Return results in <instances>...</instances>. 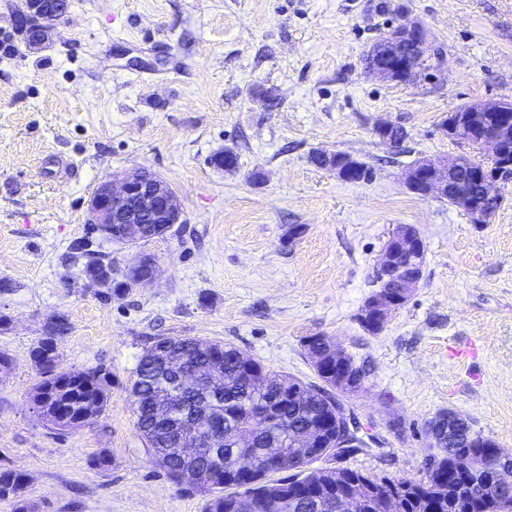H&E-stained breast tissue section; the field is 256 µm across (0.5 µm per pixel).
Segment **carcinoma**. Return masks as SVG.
<instances>
[{
	"label": "carcinoma",
	"instance_id": "obj_1",
	"mask_svg": "<svg viewBox=\"0 0 512 512\" xmlns=\"http://www.w3.org/2000/svg\"><path fill=\"white\" fill-rule=\"evenodd\" d=\"M68 331L65 320L45 330L31 351L40 380L33 397L42 417L60 428H76L100 416L107 406L109 373L102 369L76 372L60 368L58 338ZM250 368L266 372L265 384L257 389L246 373ZM199 369L215 371L210 383L194 379ZM321 384H306L294 377L266 369L242 350L224 343L198 346L192 338L166 337L154 341L140 356L134 371L132 397L136 428L152 456L175 482L209 493L205 512H335L336 496L351 495L368 500L377 487L389 482L344 467H324L299 478L274 479L279 466L260 463V468L243 477L238 469L243 455L262 458L266 449L278 446L284 458L313 463L324 457L341 458L357 452L364 441L358 427L350 426L353 445L340 448L335 428L327 425L336 411L335 393L327 390L328 380L314 366ZM211 424L201 433L196 452L187 457L176 454L178 439L189 432L191 413ZM323 426L325 435L316 448L295 444L311 427ZM251 435L248 448H238L228 434ZM496 441L464 424L440 440V459L424 469L419 479H408L402 512H512V458L504 474L511 480L509 496L495 505L469 486L473 475L460 468L466 457L492 458ZM25 483L11 470H0V500L22 505ZM427 505H422L424 496Z\"/></svg>",
	"mask_w": 512,
	"mask_h": 512
}]
</instances>
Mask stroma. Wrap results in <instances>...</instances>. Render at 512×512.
<instances>
[{
    "instance_id": "35a3bbf8",
    "label": "stroma",
    "mask_w": 512,
    "mask_h": 512,
    "mask_svg": "<svg viewBox=\"0 0 512 512\" xmlns=\"http://www.w3.org/2000/svg\"><path fill=\"white\" fill-rule=\"evenodd\" d=\"M439 53L428 77L390 83L363 54L393 20L366 0H71L51 44L12 39L18 0H0V469L25 475L29 512H204L135 426L129 390L162 337L236 346L268 369L317 377L309 336L367 372L343 399L368 449L321 464L416 479L426 424L454 410L512 449V184L485 224L409 192L406 166L461 148L442 123L472 100L512 95V0H403ZM403 126L392 149L378 122ZM234 148L227 172L209 158ZM358 158L348 182L311 163ZM144 167L175 190L183 221L133 246L103 243L113 273L139 256L154 282L104 299L70 252L87 203L112 172ZM305 231L289 239L293 225ZM419 231L420 287L377 335L358 315L394 225ZM62 318V368L111 373L105 411L59 430L35 410L30 353ZM110 463L101 467L99 456Z\"/></svg>"
}]
</instances>
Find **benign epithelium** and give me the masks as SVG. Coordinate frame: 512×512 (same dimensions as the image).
<instances>
[{
    "label": "benign epithelium",
    "mask_w": 512,
    "mask_h": 512,
    "mask_svg": "<svg viewBox=\"0 0 512 512\" xmlns=\"http://www.w3.org/2000/svg\"><path fill=\"white\" fill-rule=\"evenodd\" d=\"M70 4L54 5L45 0H23V8L13 16V35L28 49L43 47L50 38L54 26L68 16ZM397 22L389 27L378 38V55L382 61L368 68V73L386 82L396 81L390 61L403 58L405 49L420 52V57L413 60L409 70L410 80L421 76L431 65V46L433 37L424 23L411 16L405 9L396 10ZM496 112L498 124L486 131L480 138L471 142L462 137L468 129L484 126L483 113ZM394 124L380 122L375 126V134L386 145L397 148L399 141L393 136ZM445 132L451 136H461V143L470 151H476L486 158H495L497 163L491 166L472 168L467 178L483 187L487 199H502L498 185L512 181V159H506L503 143L507 134L512 132V96L503 95L494 101H472L460 110L455 123L446 126ZM327 161V167L336 171L339 178L345 180L352 171H362L363 164L347 153L339 151H319ZM466 155L452 159L423 157L404 170V184L413 193L424 198L445 200L453 194L457 197L459 207L471 216L473 223L485 224L492 217V212L485 211L471 201L469 196L461 192V182L457 180ZM183 212L180 200L170 185L160 176L143 180L138 175V168L133 167L101 181L91 195L87 206V223L93 225L95 233L116 243H131L139 240L137 225L164 224L173 228L183 223ZM423 254L425 245L417 231L401 224L397 225L387 241L377 264L378 280L385 282L396 279L399 293L393 295L379 288L366 298L361 308L360 318L382 331L391 316L407 303L419 288L423 279L424 269H413L404 274L395 266L397 252ZM145 260L140 257L136 262L121 271L129 287L138 288L153 282L158 274V267L146 277H135L132 271ZM321 352L311 351L312 358L320 361L324 356L336 359V370L330 378L336 383V390L347 395L361 390L364 383L353 378V366L346 352L327 338H322ZM469 469L477 477L474 485L490 501L499 502L508 496L507 485L502 481L484 478L478 479L481 473L488 470V464L472 460Z\"/></svg>",
    "instance_id": "obj_1"
}]
</instances>
